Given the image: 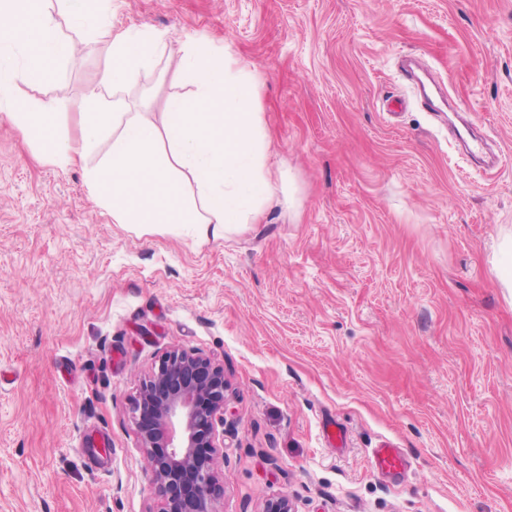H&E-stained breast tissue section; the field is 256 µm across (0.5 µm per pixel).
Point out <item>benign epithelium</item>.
Masks as SVG:
<instances>
[{"label":"benign epithelium","mask_w":512,"mask_h":512,"mask_svg":"<svg viewBox=\"0 0 512 512\" xmlns=\"http://www.w3.org/2000/svg\"><path fill=\"white\" fill-rule=\"evenodd\" d=\"M228 393L223 365L181 348L164 352L140 385L131 414L159 512H217Z\"/></svg>","instance_id":"benign-epithelium-1"}]
</instances>
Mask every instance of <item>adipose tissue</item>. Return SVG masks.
Returning <instances> with one entry per match:
<instances>
[{"label":"adipose tissue","mask_w":512,"mask_h":512,"mask_svg":"<svg viewBox=\"0 0 512 512\" xmlns=\"http://www.w3.org/2000/svg\"><path fill=\"white\" fill-rule=\"evenodd\" d=\"M66 0H7L0 5V57L17 49L22 68H0V105L8 119L37 139L46 162L62 168L87 165V186L112 221L141 234L182 227L198 241L253 223L276 191L267 165L270 143L258 110V83L248 65L203 40L181 42L176 71L188 76L193 98L169 97L159 120L125 111L103 90L120 93L170 47L166 33L112 29V0H84L72 25L109 37L112 62L90 82L82 109V134L53 135V101L28 104L13 96L15 80L43 82L55 62L72 51L58 34L53 5Z\"/></svg>","instance_id":"obj_1"}]
</instances>
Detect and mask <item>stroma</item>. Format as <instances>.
Wrapping results in <instances>:
<instances>
[{
  "mask_svg": "<svg viewBox=\"0 0 512 512\" xmlns=\"http://www.w3.org/2000/svg\"><path fill=\"white\" fill-rule=\"evenodd\" d=\"M114 23L254 63L277 189L226 237L141 236L0 115V512H157L130 401L173 347L231 382L217 512H512V0H115ZM58 32L74 52L15 96L72 138L109 46ZM191 90L163 56L121 98ZM385 441L404 475L375 470ZM499 278L505 288H512V239L510 235L498 247Z\"/></svg>",
  "mask_w": 512,
  "mask_h": 512,
  "instance_id": "obj_1",
  "label": "stroma"
}]
</instances>
